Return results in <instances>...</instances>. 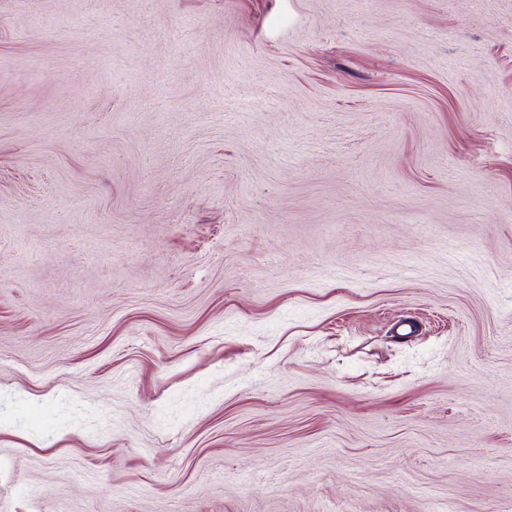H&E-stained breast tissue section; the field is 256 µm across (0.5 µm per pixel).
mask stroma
<instances>
[{
  "mask_svg": "<svg viewBox=\"0 0 512 512\" xmlns=\"http://www.w3.org/2000/svg\"><path fill=\"white\" fill-rule=\"evenodd\" d=\"M0 512H512V0H0Z\"/></svg>",
  "mask_w": 512,
  "mask_h": 512,
  "instance_id": "35a3bbf8",
  "label": "stroma"
}]
</instances>
